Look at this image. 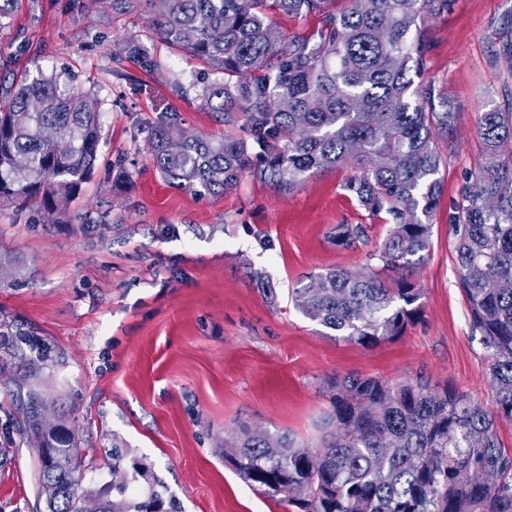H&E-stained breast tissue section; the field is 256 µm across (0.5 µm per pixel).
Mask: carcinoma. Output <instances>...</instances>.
<instances>
[{
	"instance_id": "carcinoma-1",
	"label": "carcinoma",
	"mask_w": 512,
	"mask_h": 512,
	"mask_svg": "<svg viewBox=\"0 0 512 512\" xmlns=\"http://www.w3.org/2000/svg\"><path fill=\"white\" fill-rule=\"evenodd\" d=\"M168 45L223 78L203 86L204 106L236 127L224 137L185 133L175 120L148 130L153 166L169 183L213 195L235 190L249 172L283 194L312 173L350 164L344 184L371 216L392 225L378 257L396 285L331 268L294 289L309 320L366 348L404 333L420 313L413 276L425 262L442 196L437 139L453 137L459 113L431 84H414L430 44L418 21L452 0H144ZM281 15H317L307 36H284ZM123 50L152 68L141 44ZM489 160L471 170L452 216L458 284L471 327L487 349L495 411L453 387L346 375L331 384L333 413L317 449L285 432L247 423L224 440L237 475L292 512H512V451L496 419L512 420V94L482 113ZM66 140L70 149L57 151ZM101 140L97 99L60 74L25 78L0 96V201L55 207L94 169ZM362 224H338L335 244L364 241ZM41 394L19 400L24 434L38 447L47 512H85L92 495L63 425L41 422ZM491 469L497 479L479 483ZM157 484L142 500H98L94 512H178Z\"/></svg>"
}]
</instances>
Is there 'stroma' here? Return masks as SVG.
I'll use <instances>...</instances> for the list:
<instances>
[{
	"label": "stroma",
	"instance_id": "35a3bbf8",
	"mask_svg": "<svg viewBox=\"0 0 512 512\" xmlns=\"http://www.w3.org/2000/svg\"><path fill=\"white\" fill-rule=\"evenodd\" d=\"M512 0H454L422 22L430 44L421 79L460 114L439 148L443 193L429 255L415 280L421 314L373 348L305 318L293 289L335 267L388 277L373 251L390 227L344 190L342 165L281 194L252 174L220 196L169 185L146 150L147 130L175 113L188 133L219 136L203 106L206 71L171 50L144 5L110 0H15L0 18V87L63 72L99 102L96 167L55 211L0 202V512H45L38 454L20 429L17 389L36 385L41 412L75 436L83 487L109 500L112 442L130 493L154 482L180 512H285L224 462V439L243 423L320 444L330 383L348 374L451 385L492 408L487 351L458 287L449 216L467 171L484 159L477 127L512 75L491 65ZM140 42L143 68L122 43ZM340 224H363L367 243L337 247Z\"/></svg>",
	"mask_w": 512,
	"mask_h": 512
}]
</instances>
